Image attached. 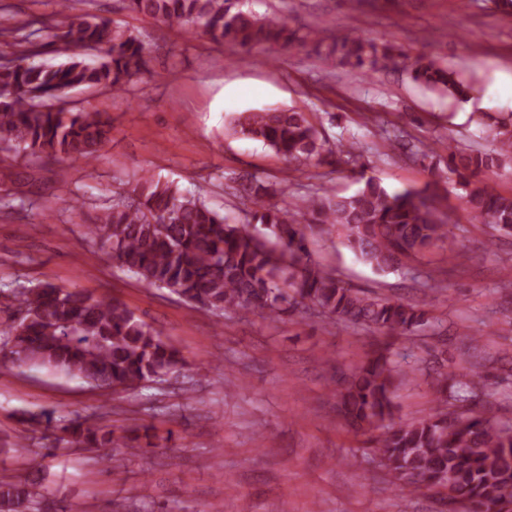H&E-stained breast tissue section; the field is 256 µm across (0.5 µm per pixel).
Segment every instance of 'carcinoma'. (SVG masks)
I'll use <instances>...</instances> for the list:
<instances>
[{"label": "carcinoma", "mask_w": 512, "mask_h": 512, "mask_svg": "<svg viewBox=\"0 0 512 512\" xmlns=\"http://www.w3.org/2000/svg\"><path fill=\"white\" fill-rule=\"evenodd\" d=\"M125 2L133 14L235 50L308 48L328 66L365 75L403 56L388 40L336 37L320 27L258 18L241 8V0ZM59 6V23L42 25L60 42L58 51L68 55L67 62L35 61L39 50L25 38L0 50V150L47 164L81 159L90 167L107 139V121L97 110L66 107L65 95L77 87L126 90L151 73V49L121 21L72 15L69 0ZM410 73L442 95L465 98L471 91L460 73L433 58L415 59ZM471 121L493 149L443 144L448 173L471 221L512 235V195L480 180L512 165V112H476ZM228 133L262 143L294 171L326 163L335 154L352 160L357 150L352 139L330 143L308 113L293 108L240 112ZM380 139L383 147L415 159L434 152L400 133L385 131ZM233 182L244 215L240 221L212 208L201 190L185 192L152 175L142 179L88 225L94 253L145 287L165 288L218 317L228 309L268 318L311 309L328 324L383 335L377 350L341 379L338 416L367 436L368 447L400 491L444 489L451 512H512V425L485 414L486 377L475 372L450 390L445 375L436 383L432 413L410 423L393 422V339L415 335L432 324V317L423 306L351 287L309 252L314 232L335 231L379 272L396 271L437 249L448 251L450 263L460 260L452 222L434 205L432 188L390 192L369 178L352 195L326 191L282 207L272 198L285 190L253 175ZM14 299L24 317L0 331L5 336L0 353L14 364L116 392L163 381L184 364L159 330L117 299L48 281L16 291ZM60 430L59 443L93 449L101 459L114 443L112 427L97 418L78 416ZM34 497L28 483L0 476V512H26Z\"/></svg>", "instance_id": "obj_1"}]
</instances>
